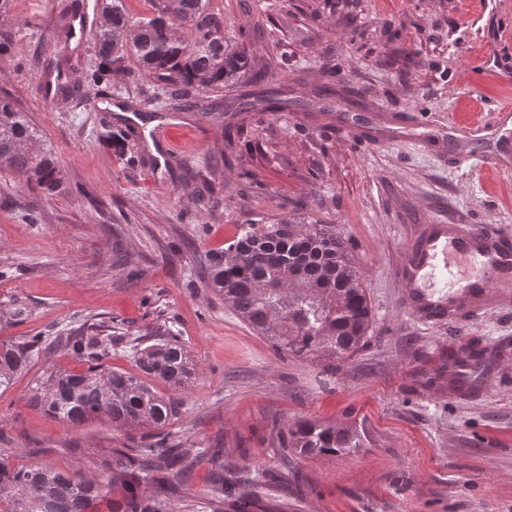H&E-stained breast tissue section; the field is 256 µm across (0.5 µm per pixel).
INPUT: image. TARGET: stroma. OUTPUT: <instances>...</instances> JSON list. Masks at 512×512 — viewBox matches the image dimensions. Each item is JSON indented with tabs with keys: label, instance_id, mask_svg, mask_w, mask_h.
<instances>
[{
	"label": "stroma",
	"instance_id": "1",
	"mask_svg": "<svg viewBox=\"0 0 512 512\" xmlns=\"http://www.w3.org/2000/svg\"><path fill=\"white\" fill-rule=\"evenodd\" d=\"M61 2L12 0L18 52L0 56V94L38 124L63 184L48 194L0 170V341L48 340L0 393L12 464L105 479L87 459L127 431L74 428L29 401L51 371L87 368L50 340L114 321L125 336L104 364L125 372L135 338L164 323L199 369L171 425L198 461L174 512L203 496L217 448L224 512L245 495L257 512H512V302L427 323L398 278L428 224L512 230V172L458 166L471 141L418 142L512 103V0H210L250 67L204 110L179 112L162 89L122 75L107 101L84 85L65 103L43 97ZM269 96L282 111H263ZM172 117L193 132L188 151L165 148ZM242 122L258 123L254 136L236 137ZM107 125L131 132L146 158L137 170L103 140ZM251 224H330L346 241L372 310L351 358L329 368L277 351L207 288L209 255ZM298 420L357 427L364 446L285 458L271 425ZM248 473L286 481L247 483Z\"/></svg>",
	"mask_w": 512,
	"mask_h": 512
}]
</instances>
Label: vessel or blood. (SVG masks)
Wrapping results in <instances>:
<instances>
[{"instance_id":"vessel-or-blood-1","label":"vessel or blood","mask_w":512,"mask_h":512,"mask_svg":"<svg viewBox=\"0 0 512 512\" xmlns=\"http://www.w3.org/2000/svg\"><path fill=\"white\" fill-rule=\"evenodd\" d=\"M512 113L504 105L499 115L461 127L449 124L447 133L424 134L431 144L441 136L459 140L512 138L505 121ZM459 164L485 171H501L505 161L497 153L460 156ZM400 275L409 307L423 320L435 321L463 311L467 299L480 298L484 305L512 299V235L479 224H433L404 251Z\"/></svg>"}]
</instances>
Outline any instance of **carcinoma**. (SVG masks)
<instances>
[{"instance_id":"cac0c4a2","label":"carcinoma","mask_w":512,"mask_h":512,"mask_svg":"<svg viewBox=\"0 0 512 512\" xmlns=\"http://www.w3.org/2000/svg\"><path fill=\"white\" fill-rule=\"evenodd\" d=\"M151 15L132 21L125 0H102L103 22L92 36L98 63L85 70L89 85L111 87L112 75L146 79L178 101L235 85L248 67L244 49L224 38V16L209 0H149ZM85 0H63L58 28L74 39L72 19ZM44 79L52 95L70 96L60 61L49 63ZM106 140L137 168L141 154L124 133ZM7 168L44 192L59 189L61 178L51 149L8 95L0 96V169ZM207 287L276 349L298 358L328 362L351 357L364 344L371 306L362 272L346 242L329 224H262L245 230L224 251L211 256ZM119 327L92 323L63 329L54 341L88 363L87 371L50 374L33 389L30 402L48 415L80 427L106 420L117 429L145 430L128 444L111 448L89 463L109 472L103 484L50 464L16 467L12 448H0V512H85L86 505L118 492L115 512H171V500L190 476L192 462L179 436L168 430L178 412L175 394L188 389L196 365L176 337L161 327L157 337L135 352L134 372L105 369ZM43 346L42 336L0 342V391L9 389ZM168 388L163 392L156 383ZM283 456L314 458L349 453L363 446L355 427L299 421L275 431ZM203 505L223 512L224 459L216 450Z\"/></svg>"}]
</instances>
